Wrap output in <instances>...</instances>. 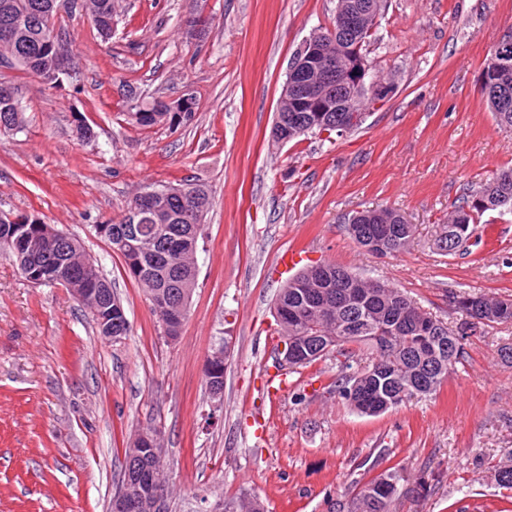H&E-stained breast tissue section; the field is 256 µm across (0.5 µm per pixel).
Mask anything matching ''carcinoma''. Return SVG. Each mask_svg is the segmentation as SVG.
I'll return each instance as SVG.
<instances>
[{
  "instance_id": "carcinoma-1",
  "label": "carcinoma",
  "mask_w": 512,
  "mask_h": 512,
  "mask_svg": "<svg viewBox=\"0 0 512 512\" xmlns=\"http://www.w3.org/2000/svg\"><path fill=\"white\" fill-rule=\"evenodd\" d=\"M57 6V0H0V27H13L11 65L42 78L49 74L48 63L60 40L46 31L40 17ZM120 13V0H92L90 22L98 34L107 39L110 25L119 20ZM501 90L512 95V70L482 85V93L496 125L511 133L512 111L504 112L498 106ZM125 103L127 116L143 127L179 126L191 122L195 116L193 102L181 118L160 111V98L149 101L135 93ZM23 126L18 98L0 100V134L18 132ZM193 187L195 199L187 203L183 217L186 223L196 225L197 230L177 251L167 253L156 243L165 237L168 211L175 209L170 200L159 198L154 202V206L160 208L157 219L140 229L145 244L136 250L118 252L125 271L144 288L147 297L177 290L185 296L187 307L196 286L194 256L199 250L202 224L212 205L211 193L205 184L195 183ZM507 206L512 207V169L500 171L485 183L468 190L448 213L444 233L452 239H462L463 248L478 247L483 243L484 214ZM365 224L378 234L384 233L387 226L396 225L402 236V242L395 247L397 255L406 250L415 233L414 225L401 223L400 212L392 208H385L381 215L365 219ZM138 266L150 269V276L135 277ZM325 267L333 284L338 273L354 275L351 287L336 290L324 284L316 285L307 275V269H302L280 289L274 305L280 319L275 321L274 333L278 340L299 352V360L290 366L292 370L334 357L336 375L331 391L347 400L349 406L352 402L348 401V392L367 399L376 389L373 374L363 370V364L377 360L393 375L395 402L389 407L392 411L423 395L416 380L433 375L434 388L429 390L432 394L456 366L465 362V341L473 320L486 325L512 323V301L452 292L451 303L465 315V321L453 330L390 284L376 293L362 275L335 263L327 262ZM79 283L84 287L99 283L112 290L111 282L96 267L80 273ZM380 324L389 329V346L386 348L377 346L371 339L373 328ZM138 439L139 435H134L129 446L124 448L121 477L127 476L150 489L152 480L162 475L161 448L156 442L153 444L155 451L143 450L138 446ZM505 457L506 460L494 469V480L498 487L512 490V448L506 450ZM403 480L399 466L382 472L364 483L359 492L343 504V512H392V505L401 494Z\"/></svg>"
}]
</instances>
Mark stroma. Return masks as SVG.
<instances>
[{"instance_id":"35a3bbf8","label":"stroma","mask_w":512,"mask_h":512,"mask_svg":"<svg viewBox=\"0 0 512 512\" xmlns=\"http://www.w3.org/2000/svg\"><path fill=\"white\" fill-rule=\"evenodd\" d=\"M336 0H124L111 39L82 13L60 9L73 47L58 87L0 65L18 90L25 126L0 135V216L39 214L84 244L124 304L129 332L99 336L65 289L35 286L0 252V512H109L123 450L158 427L169 512L260 498L267 512H328L399 465L393 512H507L494 483L512 448V365L498 350L512 324L475 325L467 361L436 393L378 417L352 412L328 386L334 361L274 375L273 306L290 248L381 278L448 325V294L512 299V212H492L487 245L443 255L448 211L472 184L512 168V134L481 93L493 44L512 31V0H384L369 46L394 97L358 131L270 136L288 64ZM209 16L204 41L185 22ZM135 89L192 94V123L150 128L119 112ZM95 132L80 140L73 115ZM190 180L212 207L197 253V286L176 340L97 229L119 222L133 193ZM392 207L416 227L397 257L351 238L355 211ZM226 346L224 391L203 366Z\"/></svg>"}]
</instances>
